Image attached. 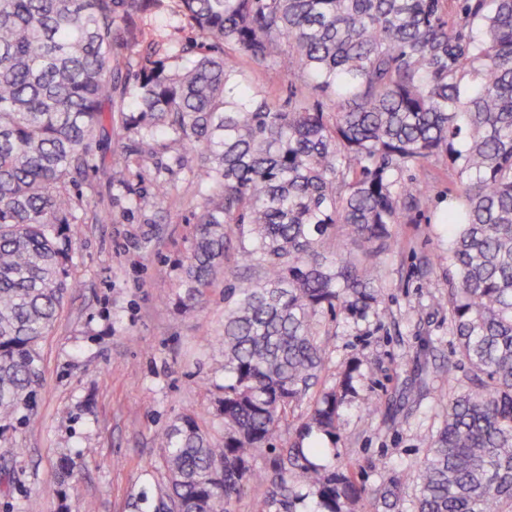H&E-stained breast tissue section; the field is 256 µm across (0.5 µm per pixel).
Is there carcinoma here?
I'll list each match as a JSON object with an SVG mask.
<instances>
[{"label": "carcinoma", "instance_id": "1", "mask_svg": "<svg viewBox=\"0 0 512 512\" xmlns=\"http://www.w3.org/2000/svg\"><path fill=\"white\" fill-rule=\"evenodd\" d=\"M196 34L182 64L134 55L165 0H0V421H29L42 384L39 343L69 279L73 225L88 208L92 147L105 120L138 165L165 155L195 168L200 213L178 302L200 304L230 248L261 276L224 297V386L212 440L185 414L160 436L166 493L156 512H234L271 456L253 512H402L403 478L366 488L356 465L329 470L305 446L336 437L362 362L315 390L328 360L324 314L386 315L374 263L391 226L428 196L403 173L442 156L448 194V333L458 389L416 465L414 512H512V0H179ZM481 37L470 35L473 28ZM230 48L335 95L288 106L245 82ZM130 75L119 82L121 68ZM195 156L196 165L189 164ZM359 253L347 258L341 247ZM462 376H455V372ZM306 410L300 414L296 410ZM288 425V447L272 444Z\"/></svg>", "mask_w": 512, "mask_h": 512}]
</instances>
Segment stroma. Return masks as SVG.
Segmentation results:
<instances>
[{"instance_id": "stroma-1", "label": "stroma", "mask_w": 512, "mask_h": 512, "mask_svg": "<svg viewBox=\"0 0 512 512\" xmlns=\"http://www.w3.org/2000/svg\"><path fill=\"white\" fill-rule=\"evenodd\" d=\"M166 28L177 48L188 30L175 0L148 17L139 38L150 47ZM245 78L286 104L293 91L330 107L331 96L288 79L265 62L238 57ZM126 132L107 128L90 179L106 223L77 225L69 244L70 289L52 331L39 344L43 381L36 416L0 434V512H72L86 502L94 512H154L162 481L160 433L179 415L194 416L212 439L224 428L216 416L224 382V354L214 342L224 333V291L255 278L227 253L219 277L193 312L176 292L199 213L187 172L175 169L165 192L127 164ZM429 186L430 199L393 225L392 252L381 258L378 284L386 317L355 323L325 317L329 358L321 374L333 386L347 363L366 369L340 411L327 464L356 463L359 481L404 475V507L416 494L412 464L427 453L426 438L440 427L455 381L448 378L453 345L448 334V228L451 205L445 159L405 174Z\"/></svg>"}]
</instances>
